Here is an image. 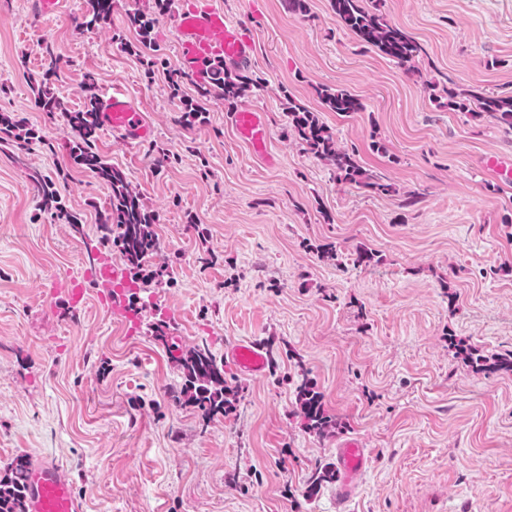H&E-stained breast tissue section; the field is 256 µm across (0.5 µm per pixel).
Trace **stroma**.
<instances>
[{
    "mask_svg": "<svg viewBox=\"0 0 512 512\" xmlns=\"http://www.w3.org/2000/svg\"><path fill=\"white\" fill-rule=\"evenodd\" d=\"M189 2L114 0L107 24L86 26L83 0L54 20L34 0H0V114L39 134L0 151V474L17 457H51L84 512H336L335 483L312 493L307 479L357 435L378 455L350 512H512V373L476 371L448 345L512 350V182L486 168L512 157V134L434 101L443 87L512 94V0H380L423 48L415 75L339 27L331 0L302 13L285 0H216L253 44L258 87L241 105L267 113L274 168L238 140L223 97L200 99L206 123L182 122L195 88L183 81L174 96L168 85L174 11ZM136 9L152 14L166 67L147 71L113 41L136 42ZM46 74L62 111L34 105L31 83ZM89 74L99 94L128 93L156 131L133 148L102 130L95 141L162 244L159 285L127 317L100 304L95 284L80 308L47 291L121 260L99 242L110 189L69 155L63 112L83 104ZM321 85L349 90L363 111L323 110ZM292 100L392 192L338 182L288 131ZM47 189L77 223L45 203ZM414 191L421 200L404 206ZM327 244L340 259L321 255ZM364 250L379 263L356 264ZM147 305L185 347L204 340L220 358L233 341L256 344L265 375L225 369L239 400L204 420L176 398L182 377ZM305 383L336 422L327 433L302 423Z\"/></svg>",
    "mask_w": 512,
    "mask_h": 512,
    "instance_id": "obj_1",
    "label": "stroma"
}]
</instances>
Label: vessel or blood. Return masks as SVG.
<instances>
[{
    "label": "vessel or blood",
    "instance_id": "b4317fda",
    "mask_svg": "<svg viewBox=\"0 0 512 512\" xmlns=\"http://www.w3.org/2000/svg\"><path fill=\"white\" fill-rule=\"evenodd\" d=\"M176 31L179 60L186 69H195L217 59L231 66H241L251 58L253 46L250 40L235 21L225 16L223 7L216 5L214 0H194L192 5L178 10ZM231 120L239 137L251 150L267 164H275L264 114L248 108L232 113ZM101 121L105 129L120 135L122 141L129 144L150 141L155 135L144 113L121 92L112 93L103 100ZM126 280L127 275L119 264L107 263L66 278L62 288L68 301L77 307L86 301L90 284L102 285L101 303L120 312L125 305L123 289ZM224 357L238 373L260 377L266 372L262 350L250 342L232 344ZM372 459L371 449L361 438L346 437L337 443L338 512H343L356 494ZM27 503L29 512H82L72 485L61 478L57 464L47 456L36 459L29 468Z\"/></svg>",
    "mask_w": 512,
    "mask_h": 512
}]
</instances>
